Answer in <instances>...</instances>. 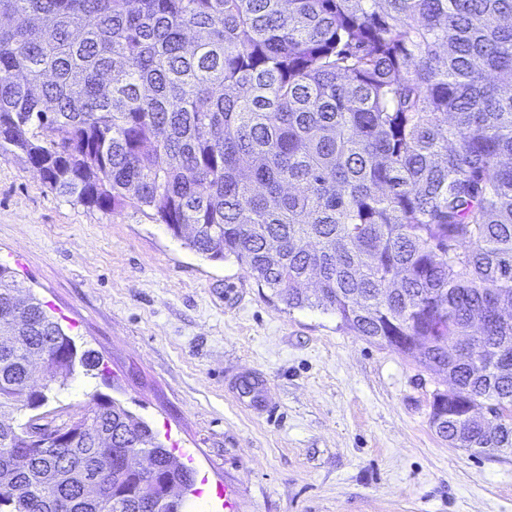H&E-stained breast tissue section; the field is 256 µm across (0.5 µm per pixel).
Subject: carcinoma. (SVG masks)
I'll list each match as a JSON object with an SVG mask.
<instances>
[{
    "instance_id": "obj_1",
    "label": "carcinoma",
    "mask_w": 512,
    "mask_h": 512,
    "mask_svg": "<svg viewBox=\"0 0 512 512\" xmlns=\"http://www.w3.org/2000/svg\"><path fill=\"white\" fill-rule=\"evenodd\" d=\"M0 155L101 210L131 206L290 309L446 373L452 448H512V0H0ZM317 276L318 288L306 287ZM0 265V416L76 366L107 377ZM29 422L0 419V475ZM30 457L19 512H161L193 472L122 404ZM133 448L145 471L119 459ZM107 494L89 499L82 479Z\"/></svg>"
}]
</instances>
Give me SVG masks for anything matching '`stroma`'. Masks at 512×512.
Masks as SVG:
<instances>
[{"label": "stroma", "instance_id": "obj_1", "mask_svg": "<svg viewBox=\"0 0 512 512\" xmlns=\"http://www.w3.org/2000/svg\"><path fill=\"white\" fill-rule=\"evenodd\" d=\"M0 263L90 350L49 407L105 392L194 471L187 512H512V450L450 447L430 424L444 373L291 309L235 260H207L140 211L61 196L0 155ZM255 374L275 403L248 408Z\"/></svg>", "mask_w": 512, "mask_h": 512}]
</instances>
